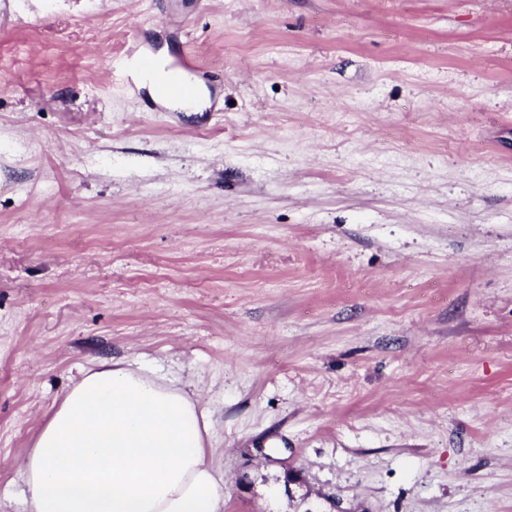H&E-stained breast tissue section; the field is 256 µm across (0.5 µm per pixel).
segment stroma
Returning a JSON list of instances; mask_svg holds the SVG:
<instances>
[{"label": "stroma", "mask_w": 512, "mask_h": 512, "mask_svg": "<svg viewBox=\"0 0 512 512\" xmlns=\"http://www.w3.org/2000/svg\"><path fill=\"white\" fill-rule=\"evenodd\" d=\"M112 359L223 512H512V0H0V512ZM173 75L165 90V94L172 99L187 102L194 98L195 89L192 83L186 80L185 74H195L199 70L190 53L184 52L178 55L173 64Z\"/></svg>", "instance_id": "35a3bbf8"}]
</instances>
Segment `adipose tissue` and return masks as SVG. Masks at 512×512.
<instances>
[{"label":"adipose tissue","instance_id":"obj_1","mask_svg":"<svg viewBox=\"0 0 512 512\" xmlns=\"http://www.w3.org/2000/svg\"><path fill=\"white\" fill-rule=\"evenodd\" d=\"M210 421L186 387L104 362L65 396L21 470L30 512H222Z\"/></svg>","mask_w":512,"mask_h":512}]
</instances>
